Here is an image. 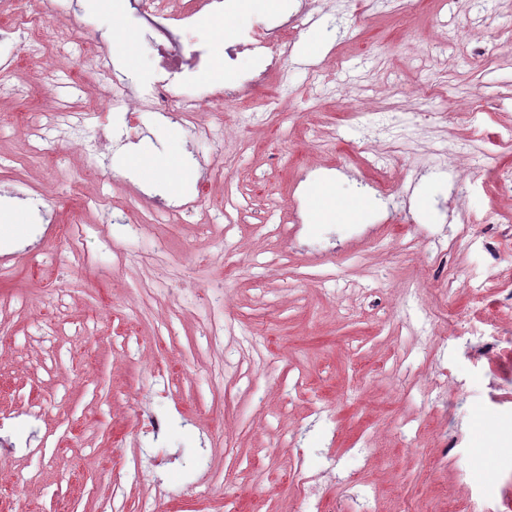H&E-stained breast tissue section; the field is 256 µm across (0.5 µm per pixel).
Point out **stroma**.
<instances>
[{
    "instance_id": "stroma-1",
    "label": "stroma",
    "mask_w": 512,
    "mask_h": 512,
    "mask_svg": "<svg viewBox=\"0 0 512 512\" xmlns=\"http://www.w3.org/2000/svg\"><path fill=\"white\" fill-rule=\"evenodd\" d=\"M61 3L58 26L92 30L113 69L64 40L35 47L54 63L36 83L34 59L8 65L0 44V211L20 214L0 234L11 258L0 266V412L11 417L0 440L14 446L0 500L28 512H55L63 497L70 512H448L446 492L465 483L484 512H512V419L500 417L512 367L497 378L465 354L478 338L512 336V308L482 336L469 331L478 303L495 298L492 271L512 294V236L493 257L457 238L450 275L433 272L460 213L512 226L497 176L512 168V56L479 64L458 49L511 45L512 0H329L300 19L288 0H222L193 19L206 61L184 79L237 90L262 75L251 111L231 128L212 122L198 145L186 123L112 110L94 154L32 135L43 100L98 111L116 71L145 96L160 57L131 0L112 12ZM275 17L296 26L284 57L250 46ZM473 92L486 103L477 115L460 108ZM269 96L282 105L272 116ZM389 132L414 144L406 162L361 141ZM474 137L458 171L456 146ZM148 144L184 158L183 187L177 171L149 183L126 165ZM199 151L218 170L205 174ZM382 168L387 210L364 188ZM206 178L225 203L207 216L192 204ZM141 190L186 202L178 223L160 212L139 231L120 223ZM328 196L358 213L320 218ZM75 211L71 238L42 235ZM356 224L427 239L374 244L351 236ZM159 237L181 276L151 287L116 251L146 256ZM147 416L160 432H142ZM444 433L458 440L447 456Z\"/></svg>"
}]
</instances>
